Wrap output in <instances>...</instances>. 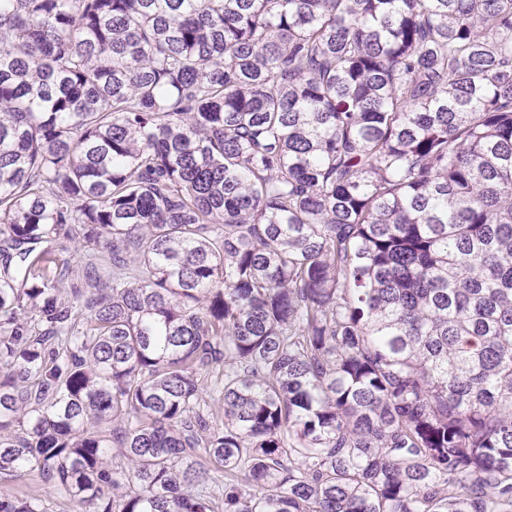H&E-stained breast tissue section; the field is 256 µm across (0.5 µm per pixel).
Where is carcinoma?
Here are the masks:
<instances>
[{"label":"carcinoma","instance_id":"1","mask_svg":"<svg viewBox=\"0 0 512 512\" xmlns=\"http://www.w3.org/2000/svg\"><path fill=\"white\" fill-rule=\"evenodd\" d=\"M76 227L111 269L85 329ZM0 263V360L39 381L0 383L1 475L91 512H512V0H0ZM76 245L77 244L63 238L59 240V245H54L56 258L58 263H60V267L63 262L68 266L65 276L62 277L59 284V291L63 299L70 301L75 300L74 291L80 290V292L85 293L89 289H92L85 283L83 270L85 266L91 262V255L94 252L89 248H80V245L79 250H76L74 248Z\"/></svg>","mask_w":512,"mask_h":512}]
</instances>
